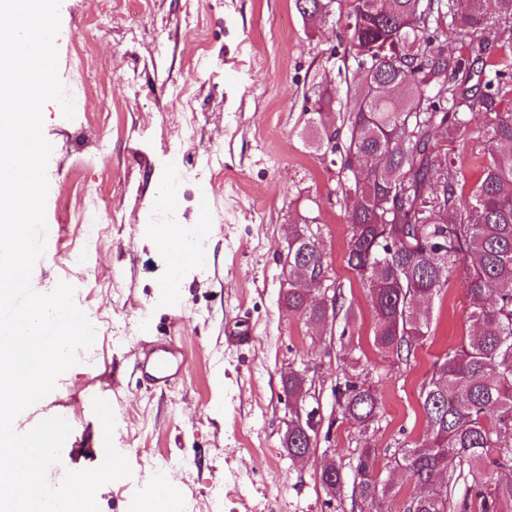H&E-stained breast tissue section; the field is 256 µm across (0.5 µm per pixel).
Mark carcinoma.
<instances>
[{"instance_id":"cac0c4a2","label":"carcinoma","mask_w":512,"mask_h":512,"mask_svg":"<svg viewBox=\"0 0 512 512\" xmlns=\"http://www.w3.org/2000/svg\"><path fill=\"white\" fill-rule=\"evenodd\" d=\"M303 19L326 23L347 6L346 39L360 79L342 123L349 143L342 194L348 212L347 266L356 271L372 308V345L395 363L409 361L431 332L433 311L449 274L464 270L471 329L433 364L420 391L427 434L401 448L397 466L416 492L403 512H512V56L489 63L492 38L512 26V0H294ZM460 45L448 51V43ZM483 120L488 159L475 184L449 154L436 150L434 130L450 143L467 139ZM336 91L323 88L310 117L314 143L339 134ZM299 214L288 225V312L324 323L315 288L328 265ZM306 379L288 375L284 392L288 455L310 454L316 429L301 419ZM343 418L367 428L379 418L377 391L353 376L336 386ZM376 451L362 448L353 491L379 505L396 496L378 478ZM325 488L343 487L342 465L320 474Z\"/></svg>"}]
</instances>
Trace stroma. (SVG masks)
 Returning a JSON list of instances; mask_svg holds the SVG:
<instances>
[{
  "instance_id": "stroma-1",
  "label": "stroma",
  "mask_w": 512,
  "mask_h": 512,
  "mask_svg": "<svg viewBox=\"0 0 512 512\" xmlns=\"http://www.w3.org/2000/svg\"><path fill=\"white\" fill-rule=\"evenodd\" d=\"M135 35H128V28ZM63 84L87 56L96 85L65 118L50 101L43 131L53 151L47 166L49 235L32 286L50 292L64 281L96 329L83 360L56 388L20 413L15 429L59 416L71 426L61 465L98 466L100 421L73 394L102 389L113 410V442L129 478L96 492L100 512H146L170 497L179 512H375L351 483L329 494L326 462L352 471L358 451L379 452L381 480L399 494L402 512L413 484L390 462L391 449L422 439L420 387L437 357L460 345L469 324L462 270L433 302L428 341L410 364H393L372 346V310L359 276L346 264L349 210L339 182L341 152L315 147L308 124L315 88L346 91L357 78L343 23L311 28L293 0H130L105 16L101 0H61L55 38ZM190 111H183V104ZM481 120L451 154L467 184L484 163ZM172 205H163V198ZM92 207L119 213L88 242L75 213ZM319 214L327 274L350 314L326 326L306 324L279 300L287 228L298 212ZM210 224L198 246L204 268L171 280L152 229ZM243 328V346L224 342ZM163 338L185 352L189 369L157 388L134 370L147 341ZM305 371V410H316L317 439L308 458L282 446L288 401L282 382ZM378 391L383 409L369 432L343 419L333 388L345 374ZM175 466L159 483L153 466Z\"/></svg>"
}]
</instances>
